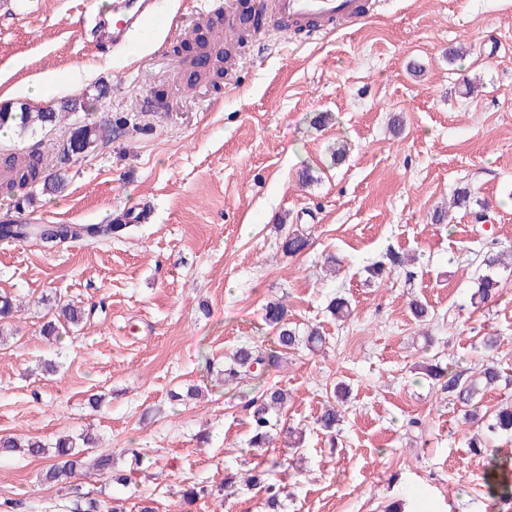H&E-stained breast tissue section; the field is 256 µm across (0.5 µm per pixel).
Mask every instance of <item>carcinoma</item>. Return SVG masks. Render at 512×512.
<instances>
[{
    "label": "carcinoma",
    "mask_w": 512,
    "mask_h": 512,
    "mask_svg": "<svg viewBox=\"0 0 512 512\" xmlns=\"http://www.w3.org/2000/svg\"><path fill=\"white\" fill-rule=\"evenodd\" d=\"M95 108L89 100L72 99L60 106V111L53 112L35 106L22 105L19 110L0 108V128L12 130L23 137L34 134L37 130L54 126L60 121V112H88ZM112 136V123L91 118L84 119L77 126L69 144L63 150L61 160L68 161L76 154H82ZM42 142H35L26 149L14 148L0 152V166L9 169L13 177L0 184V192L4 194L22 193L31 190L38 183L44 187H52L44 170V154L40 150ZM127 224H21L14 219L0 221V239L35 240L44 247H52L65 240H80L110 236ZM309 244V237L297 230L284 236L281 242L282 251L290 256L303 252ZM499 264L496 254H489L483 260L487 272L476 278V291L471 303L481 304L491 299L498 292V281L489 270ZM85 318V310L69 302L60 301L56 304L55 320L47 322L42 333L48 337H59L69 326L80 325ZM262 320L274 332V347L262 344L242 345L230 355V361L224 363V381L237 383L243 388L252 389L266 369L280 360V356L288 351L305 348L315 351L325 346V336L316 326L300 328L288 322V306L283 302L265 305ZM426 376L434 380H444L442 389L454 397L461 405L467 407L466 417L472 422H480L484 416L478 413L479 404L484 394L494 388L502 378L501 371L494 363L482 365L479 378L472 379L460 373H445V369L433 365L427 369ZM286 406V396L279 388L266 387L252 398L249 403L248 447L261 450L269 447L276 439L279 431V415ZM340 405L326 406L317 416L316 424L320 429L330 432L336 429L341 421ZM488 436L512 434V405L506 404L499 408L486 425ZM22 451L31 457L53 458V462L42 474V481L61 488L70 486L71 479L84 467V459L89 449L81 447L74 438L57 442L54 450H49L43 442L31 439L26 443L19 442L12 435H0V456L12 455ZM480 455L484 457L482 472L477 474L481 484L494 486L498 498L504 502L512 499V459L500 455L495 448H483ZM97 470L108 475L111 481L122 484L126 477L112 473V454H102L95 461ZM250 488H259L267 494V505L275 510L279 506L280 491L270 483V469L255 467L242 474L233 473L224 478L225 495L235 494L237 484Z\"/></svg>",
    "instance_id": "obj_1"
}]
</instances>
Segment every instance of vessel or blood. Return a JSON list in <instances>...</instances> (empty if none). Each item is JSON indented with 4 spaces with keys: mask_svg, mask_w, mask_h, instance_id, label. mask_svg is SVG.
<instances>
[{
    "mask_svg": "<svg viewBox=\"0 0 512 512\" xmlns=\"http://www.w3.org/2000/svg\"><path fill=\"white\" fill-rule=\"evenodd\" d=\"M161 13L159 0H116L111 17H99L98 25L104 45L119 50L124 47L133 30L156 19ZM358 13L357 0H272L271 18L275 30L292 26L308 29L318 25L321 34L336 30V16Z\"/></svg>",
    "mask_w": 512,
    "mask_h": 512,
    "instance_id": "vessel-or-blood-1",
    "label": "vessel or blood"
}]
</instances>
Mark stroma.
Listing matches in <instances>:
<instances>
[{
    "label": "stroma",
    "instance_id": "35a3bbf8",
    "mask_svg": "<svg viewBox=\"0 0 512 512\" xmlns=\"http://www.w3.org/2000/svg\"><path fill=\"white\" fill-rule=\"evenodd\" d=\"M368 2L325 37L247 39L219 82L188 91L182 46L223 36L224 0H172L181 26L159 47L120 54L89 33L108 0H0V107L56 111L95 96L96 117L123 123L64 165L83 113L38 132L63 186L0 194V217L107 224L150 211L123 237L0 244V295L21 305L0 322V434L51 444L86 431L128 476L118 485L86 471L62 489L40 479L49 458L9 456L0 502L74 512L87 497L136 512L148 497L158 512H266L258 490L218 493L227 471L258 459L245 394L219 371L233 348L271 340L261 315L280 300L291 322L326 338L263 378L287 391L283 419L304 432L300 448L282 436L266 452L290 463L276 477L284 512H384L414 493L428 512H512L474 482L477 424L424 373L434 362L477 372L483 337L496 335L502 379L483 410L512 402V266L493 272L498 298L471 302L482 253L512 248V0ZM48 74L54 85L31 95ZM322 112L332 124L313 126ZM463 188L466 205L452 206ZM444 204L447 223H433ZM482 211L491 223L477 224ZM292 225L310 244L288 256ZM392 256L402 265L369 278ZM337 295L352 303L344 322L326 310ZM61 298L88 317L54 343L40 330ZM45 359L56 374L40 371ZM338 385L343 419L328 434L315 419ZM133 448L146 453L136 469ZM196 484L208 495L184 505L181 489Z\"/></svg>",
    "mask_w": 512,
    "mask_h": 512
}]
</instances>
